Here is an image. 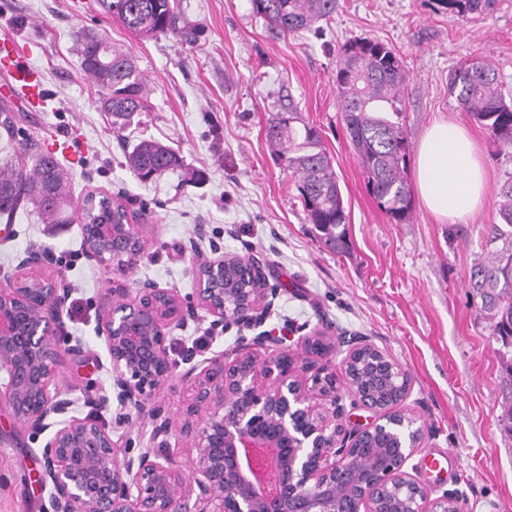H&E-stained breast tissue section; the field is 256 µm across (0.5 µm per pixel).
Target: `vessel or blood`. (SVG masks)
Listing matches in <instances>:
<instances>
[{"mask_svg":"<svg viewBox=\"0 0 512 512\" xmlns=\"http://www.w3.org/2000/svg\"><path fill=\"white\" fill-rule=\"evenodd\" d=\"M0 72L6 75L5 83L0 84V98L17 99L36 112L44 110V73L30 64L26 52L8 37L0 38Z\"/></svg>","mask_w":512,"mask_h":512,"instance_id":"vessel-or-blood-1","label":"vessel or blood"}]
</instances>
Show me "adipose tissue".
<instances>
[{"label":"adipose tissue","mask_w":512,"mask_h":512,"mask_svg":"<svg viewBox=\"0 0 512 512\" xmlns=\"http://www.w3.org/2000/svg\"><path fill=\"white\" fill-rule=\"evenodd\" d=\"M416 187L428 210L451 223L482 207L486 170L480 147L466 128L450 119L430 125L418 149Z\"/></svg>","instance_id":"obj_1"}]
</instances>
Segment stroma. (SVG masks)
Returning <instances> with one entry per match:
<instances>
[{
    "instance_id": "35a3bbf8",
    "label": "stroma",
    "mask_w": 512,
    "mask_h": 512,
    "mask_svg": "<svg viewBox=\"0 0 512 512\" xmlns=\"http://www.w3.org/2000/svg\"><path fill=\"white\" fill-rule=\"evenodd\" d=\"M174 3L190 37L135 34L103 14L97 0H0V35L16 38L45 75L47 111L19 106L14 112L31 150L42 151L55 138L68 142L70 153L59 161L73 197H126L147 241L129 288L150 280L192 298L194 253L208 251L214 239L225 252L268 263L279 293L265 329L292 344L327 323L399 361L412 380L404 408L428 431L408 462L417 479L438 493L458 491L462 512H512V432L500 422L512 399V375L469 288L472 267L489 255L512 155L497 152L448 91L456 63L482 58L512 92V0H494L489 11L466 21L437 0H339L329 20L297 35L270 31L252 14L250 0ZM79 30L123 52L148 80L151 109L125 129L113 128L99 87L80 67ZM366 37L387 44L402 61L410 153L441 117L476 138L487 190L471 217L439 220L416 198L408 219L397 224L370 195L335 82L342 45ZM288 110L318 130L332 160L347 214L346 252L316 239L296 179L266 137L268 116ZM143 138L177 150L182 169L140 182L124 154ZM41 253L52 257L51 272L79 306L60 333L84 354L67 358L57 376L73 415L95 419L133 447L151 448L150 418L127 425L110 400L98 307L112 285L111 267L83 257L78 225L45 224L21 210L12 223L0 220V288L23 259ZM237 335L203 319L191 322L170 330L171 356L199 362L231 348ZM200 337L205 346H197ZM46 441L14 425L0 406V512H53L48 492L34 480L44 468ZM448 450L456 468L431 469L429 453Z\"/></svg>"
}]
</instances>
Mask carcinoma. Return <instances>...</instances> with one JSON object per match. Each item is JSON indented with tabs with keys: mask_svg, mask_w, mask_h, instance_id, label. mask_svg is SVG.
Segmentation results:
<instances>
[{
	"mask_svg": "<svg viewBox=\"0 0 512 512\" xmlns=\"http://www.w3.org/2000/svg\"><path fill=\"white\" fill-rule=\"evenodd\" d=\"M448 12L466 20L486 11L492 0H438ZM103 10L129 29L146 37L176 35L179 17L170 0H99ZM337 0H251L252 13L282 33L310 29L336 12ZM79 61L88 62L83 72L102 90L104 111L113 124H125L149 109L146 78L120 51L81 31L75 33ZM404 75L400 59L384 43L370 38L343 45L336 69L340 109L346 130L367 178V188L378 207L395 223L404 222L411 210V191L405 180L408 142L404 130ZM457 107L486 131L500 152L512 153V100L500 90L499 75L484 59L457 65L449 79ZM268 138L279 147L284 168L297 177L303 211L319 240L340 253L348 248L343 197L330 158L317 130L298 124L295 112H275L267 119ZM15 157L0 163V216L10 221L21 207L35 208L49 224H64L58 217L68 203L66 177L59 164L28 154L27 144L14 149ZM125 166L143 182L182 164L170 146L143 139L124 155ZM498 215L488 244L502 246L470 273L469 288L481 300L480 310L490 320L492 335L503 347L512 346V178L501 186ZM122 220V203L88 194L73 204L74 220L92 214ZM349 382L358 390L370 388L379 400L394 403L402 380H376L368 356L356 357Z\"/></svg>",
	"mask_w": 512,
	"mask_h": 512,
	"instance_id": "cac0c4a2",
	"label": "carcinoma"
}]
</instances>
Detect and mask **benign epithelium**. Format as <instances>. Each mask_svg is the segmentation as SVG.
Masks as SVG:
<instances>
[{"label":"benign epithelium","mask_w":512,"mask_h":512,"mask_svg":"<svg viewBox=\"0 0 512 512\" xmlns=\"http://www.w3.org/2000/svg\"><path fill=\"white\" fill-rule=\"evenodd\" d=\"M83 254L112 264L124 278L146 248L141 225H80ZM231 254L216 241L197 264L195 303L151 281L135 292L117 280L99 312V335L112 366V398L128 423L161 387L179 382L178 417L160 405L150 410L152 439L160 450L121 447L107 428L70 414L72 400L56 385L64 359L82 347L58 336L68 290L59 278L21 263L12 284L0 289V403L22 428L52 430L37 482L50 488L54 512H448L454 493L433 491L407 470L425 441L417 418L399 419L392 406L351 390V406L371 413L353 424L338 407L336 368L329 356L347 347L342 370L358 353L380 355L388 370L406 378L399 403L411 391L401 364L377 347L326 326L301 338L307 357L262 332L238 337L230 353L180 372L167 332L204 313L210 327L255 329L264 324L276 289L265 264L244 261L250 288L224 287ZM268 350L258 359L256 349ZM195 455L178 461L169 439Z\"/></svg>","instance_id":"1"}]
</instances>
